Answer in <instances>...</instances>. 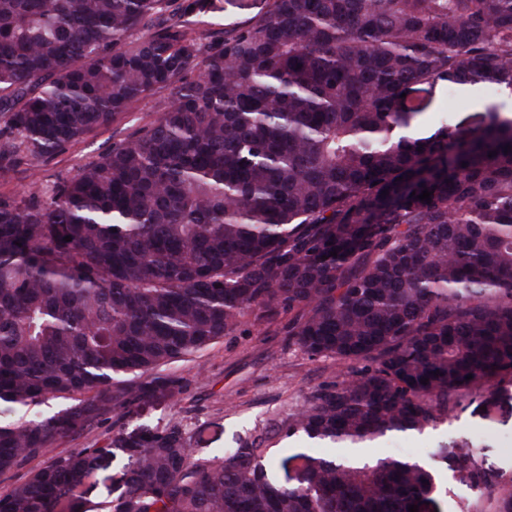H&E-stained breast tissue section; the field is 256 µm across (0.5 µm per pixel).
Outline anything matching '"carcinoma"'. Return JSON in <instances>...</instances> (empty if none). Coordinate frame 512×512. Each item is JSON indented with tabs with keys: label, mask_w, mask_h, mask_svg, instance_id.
<instances>
[{
	"label": "carcinoma",
	"mask_w": 512,
	"mask_h": 512,
	"mask_svg": "<svg viewBox=\"0 0 512 512\" xmlns=\"http://www.w3.org/2000/svg\"><path fill=\"white\" fill-rule=\"evenodd\" d=\"M211 9L0 0L1 162L170 93L45 201L0 199V474L47 457L0 512H78L99 483L105 512H445L415 461L297 452L283 484L265 438L196 457L180 422L50 455L102 414L179 394L155 370L248 314L288 315L304 354L350 367L288 417L290 437L366 448L512 387V114L444 116L424 136L430 102L408 96L512 87V0H269L245 26L208 22L224 39L205 47L193 17ZM55 396L72 404L27 417ZM472 447L433 456L512 512V476ZM118 458L121 483L98 478Z\"/></svg>",
	"instance_id": "1"
}]
</instances>
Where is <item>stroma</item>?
I'll return each instance as SVG.
<instances>
[{"mask_svg":"<svg viewBox=\"0 0 512 512\" xmlns=\"http://www.w3.org/2000/svg\"><path fill=\"white\" fill-rule=\"evenodd\" d=\"M168 100L165 93L140 98L108 128L55 151L39 165H32L22 153L0 163V199L44 196L55 183L98 160L115 139L153 120ZM161 372L181 378L180 394L134 404L130 408L133 422L151 426L187 424L202 434L201 443L192 446L194 455L211 457L261 433L271 450L286 447L290 443L283 440L279 424L306 406L319 386L342 380L347 368L331 358L309 359L291 343L287 316L259 319L250 315L234 334L162 367ZM117 428L113 415L98 417L84 430L55 441L53 452L67 455L105 445ZM456 438L473 441L488 463L512 472V409L503 408L490 420L470 400L463 401L447 421L423 432L385 438L369 449L368 456L425 461L438 444ZM290 445L299 449L303 443L297 440ZM436 473L447 512H459L464 505L471 512H491V499L455 482L444 464H437Z\"/></svg>","mask_w":512,"mask_h":512,"instance_id":"stroma-1","label":"stroma"}]
</instances>
